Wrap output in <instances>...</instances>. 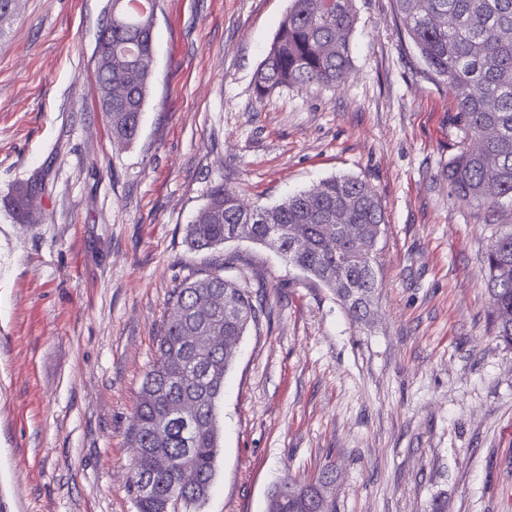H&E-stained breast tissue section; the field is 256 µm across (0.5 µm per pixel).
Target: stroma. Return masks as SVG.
<instances>
[{
    "instance_id": "stroma-1",
    "label": "stroma",
    "mask_w": 512,
    "mask_h": 512,
    "mask_svg": "<svg viewBox=\"0 0 512 512\" xmlns=\"http://www.w3.org/2000/svg\"><path fill=\"white\" fill-rule=\"evenodd\" d=\"M290 6L159 0L120 146L95 102L108 0H21L0 37V512H138L130 417L172 289L217 256L267 315L234 348L200 512H266L284 475L328 463L336 512H512V348L484 265L512 202L490 221L452 197L456 112L392 0H355L346 85L257 100ZM335 175L368 180L387 216L366 322L273 249L185 240L216 185L272 206ZM21 183L38 189L27 224Z\"/></svg>"
}]
</instances>
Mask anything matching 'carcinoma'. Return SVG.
I'll list each match as a JSON object with an SVG mask.
<instances>
[{
    "mask_svg": "<svg viewBox=\"0 0 512 512\" xmlns=\"http://www.w3.org/2000/svg\"><path fill=\"white\" fill-rule=\"evenodd\" d=\"M137 0H112L116 7L112 25L102 24L97 49L112 54V83L123 87L124 99L104 112L112 139L128 145L136 138L152 78L151 54L157 0H146L145 12L133 7ZM398 33L408 38L426 65L429 79L448 88L462 140L472 145L448 163V184L459 201L493 208L501 198L512 200V0H393ZM357 23L354 0H292L281 20L269 51L254 77L260 100L277 89L312 85L339 86L351 75V37ZM34 190L18 189L15 207L27 216ZM206 207L212 212L204 224L186 228V241L196 251L224 244V227L238 224L245 237L263 238L270 224H288L303 236L288 241L281 251L287 263L303 275L333 289L337 300L355 321L370 315L376 288L378 243L385 231V212L373 186L350 175L328 178L289 196L273 206L247 205L233 188L214 187ZM344 223L357 226L360 250L347 253L336 230V213ZM336 238V252L325 249L327 238ZM487 291L492 301V322L497 336L512 347V225L501 228L485 255ZM224 266L214 264L192 282L171 291L169 304L188 313L163 323L157 358L147 373L126 432L144 448L174 458L186 453L196 470L197 493L185 509L203 506L213 487L215 461L220 448L218 403L231 357L222 352L206 355V377L185 364L181 381H167L165 362L179 349L184 336L202 325L216 326L226 336L241 337L250 324H259L264 309L252 292L224 278ZM344 277L347 287H336ZM230 295L233 312L214 305ZM163 390L167 398L184 395L200 401V417L192 427L174 422L155 437L151 428L161 405L147 401V394ZM336 481V467L325 465L308 481L286 476L268 495L267 512H308L304 493L309 488Z\"/></svg>",
    "mask_w": 512,
    "mask_h": 512,
    "instance_id": "obj_1",
    "label": "carcinoma"
}]
</instances>
